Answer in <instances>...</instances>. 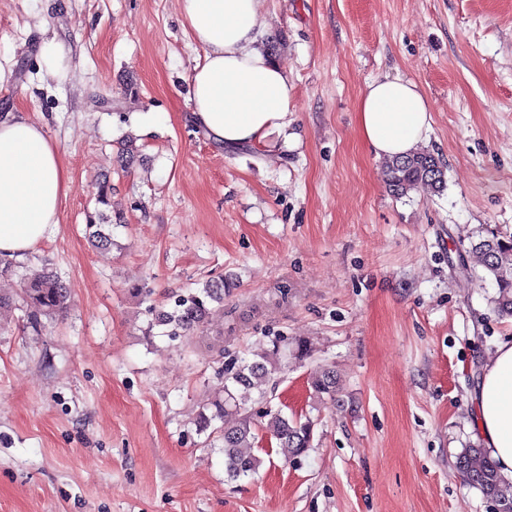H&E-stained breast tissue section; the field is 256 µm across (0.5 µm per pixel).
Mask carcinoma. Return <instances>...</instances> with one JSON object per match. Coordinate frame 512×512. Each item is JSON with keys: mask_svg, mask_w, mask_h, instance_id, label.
Segmentation results:
<instances>
[{"mask_svg": "<svg viewBox=\"0 0 512 512\" xmlns=\"http://www.w3.org/2000/svg\"><path fill=\"white\" fill-rule=\"evenodd\" d=\"M385 180L395 196H407L426 185L442 189L446 185L444 167L432 153L419 150L407 157L389 161L385 165ZM110 184L99 182L97 203L104 206L89 217V237L100 250L112 247V215ZM469 251L476 255L485 276L497 286L495 309L502 317H512V236L489 232L478 235L469 243ZM20 276V292L8 294L0 291V313L17 307L26 309L27 322L32 328L41 326L42 320H53L67 312L71 298L70 289L55 274L42 269L18 274L16 265L0 259V278ZM224 306V277L205 281L196 292L181 295L171 311L156 314L157 322L171 327L174 336H193L208 330L214 309L212 304ZM281 369L277 349L263 348L254 354V360L245 359L224 371V382L212 401V415L200 416L199 428L205 430L211 421H224V465L228 475L237 479L256 473L262 460L254 454L258 443L256 424L249 415L241 414L251 400V393L268 384ZM317 398H336L338 385L336 371L323 367L310 380ZM264 429L274 440L276 453L284 461L292 462L305 455L311 447L314 423L311 419L285 416L280 412L267 413ZM456 468L465 480L477 487L483 496L493 502L498 512H512V481L502 476L484 448L472 445L456 457Z\"/></svg>", "mask_w": 512, "mask_h": 512, "instance_id": "1", "label": "carcinoma"}]
</instances>
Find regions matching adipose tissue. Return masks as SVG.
Masks as SVG:
<instances>
[{
  "label": "adipose tissue",
  "instance_id": "1",
  "mask_svg": "<svg viewBox=\"0 0 512 512\" xmlns=\"http://www.w3.org/2000/svg\"><path fill=\"white\" fill-rule=\"evenodd\" d=\"M204 56L191 76L193 120L217 144L265 155L299 145L292 131L294 85L260 49V0H178ZM361 139L379 159L413 153L432 130L429 103L413 81L367 82L356 106ZM68 173L44 124L0 119V257L22 259L60 222ZM477 437L512 478V340L499 343L469 394Z\"/></svg>",
  "mask_w": 512,
  "mask_h": 512
}]
</instances>
